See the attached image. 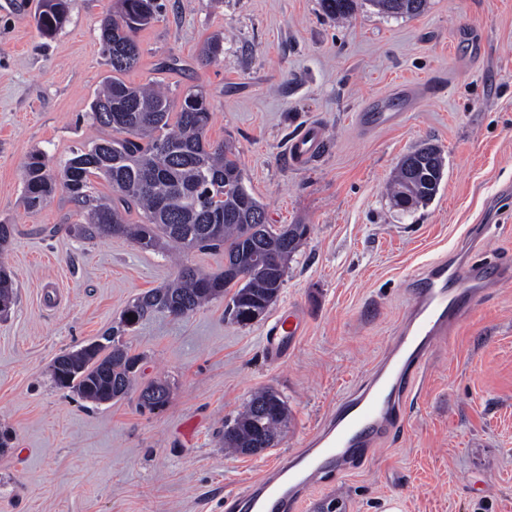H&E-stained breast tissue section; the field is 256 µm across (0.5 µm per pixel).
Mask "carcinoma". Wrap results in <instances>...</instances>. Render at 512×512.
I'll return each instance as SVG.
<instances>
[{"label": "carcinoma", "instance_id": "obj_1", "mask_svg": "<svg viewBox=\"0 0 512 512\" xmlns=\"http://www.w3.org/2000/svg\"><path fill=\"white\" fill-rule=\"evenodd\" d=\"M117 17L100 24V45L114 76L105 80L91 103L92 118L112 135L51 168L40 151L31 153L23 170L22 200L30 210L40 209L62 187L84 221L73 225L82 239L122 235L144 250H164L175 244L186 252L194 249L224 250V272L213 274L181 263L176 278L163 288L137 297L122 312L118 325L93 351L82 347L65 354L75 377L66 382L52 374L54 382L95 403L119 400L134 381L130 367L140 357L116 343L114 337L152 313L176 309L186 316L219 297H229L225 312L236 321L254 302L272 304L278 297L290 260L305 238V224L279 228L267 221L266 207L246 188L238 154L229 145L207 138L212 120L211 103L200 89L190 88L182 97L180 111H170L166 94L127 83L119 74L139 59L135 33L157 19V0H119ZM378 13L391 16L421 14L427 0H366ZM324 12L336 19L350 18L357 0H321ZM45 36L62 23L52 0H42L37 21ZM202 60L212 63L224 55V40L208 38ZM121 116V127L110 121L105 109ZM103 179L112 195L98 194L94 180ZM415 182L413 206L430 201L437 188L424 184L412 170L401 168L389 186L394 206L402 189ZM137 209V224L127 214ZM274 254L277 270L258 262L257 255ZM236 268L241 280L228 274ZM13 273L0 263V304L13 302ZM133 317H128V314ZM288 423V405L274 390L255 393L245 409L224 422L222 443L235 454L252 448L273 447Z\"/></svg>", "mask_w": 512, "mask_h": 512}]
</instances>
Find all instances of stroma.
I'll return each mask as SVG.
<instances>
[{
  "label": "stroma",
  "instance_id": "obj_1",
  "mask_svg": "<svg viewBox=\"0 0 512 512\" xmlns=\"http://www.w3.org/2000/svg\"><path fill=\"white\" fill-rule=\"evenodd\" d=\"M158 2L124 80L163 86L175 109L188 88L204 90L208 139L236 149L269 223L308 234L259 320L235 323L223 298L157 313L123 337L143 357L125 398L96 404L58 387L54 359L99 339L176 268L121 236H73L64 190L35 212L21 201L32 151L55 166L108 135L90 105L112 74L99 26L118 0H68L50 37L40 0H0V223L15 227L0 260L16 287L0 317V426L12 435L0 512H225L360 384L409 306L410 278L444 258L497 278L473 294L371 465L324 478L299 512L331 499L342 512H512V0H428L412 18L360 0L343 22L320 0ZM214 35L224 54L201 62ZM374 103L400 120L363 127ZM308 125L325 142L298 162L288 143ZM424 145L441 149L443 179L430 202L399 211L386 187ZM291 307L305 331L274 364L264 336ZM152 381L169 384L170 400L140 410L137 390ZM265 388L288 403L281 440L258 456L226 453L225 419Z\"/></svg>",
  "mask_w": 512,
  "mask_h": 512
}]
</instances>
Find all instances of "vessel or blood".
Masks as SVG:
<instances>
[{"label": "vessel or blood", "instance_id": "obj_1", "mask_svg": "<svg viewBox=\"0 0 512 512\" xmlns=\"http://www.w3.org/2000/svg\"><path fill=\"white\" fill-rule=\"evenodd\" d=\"M322 140L321 128L309 126L290 143L289 153L296 160H308ZM465 278L475 282L479 275L445 260L417 274L408 314L363 384L326 415L305 447L228 497V512H297L326 473L343 476L369 464L376 446L401 421L420 371L465 313L467 294L458 288ZM303 329L298 310L277 316L265 338L270 360H283Z\"/></svg>", "mask_w": 512, "mask_h": 512}]
</instances>
